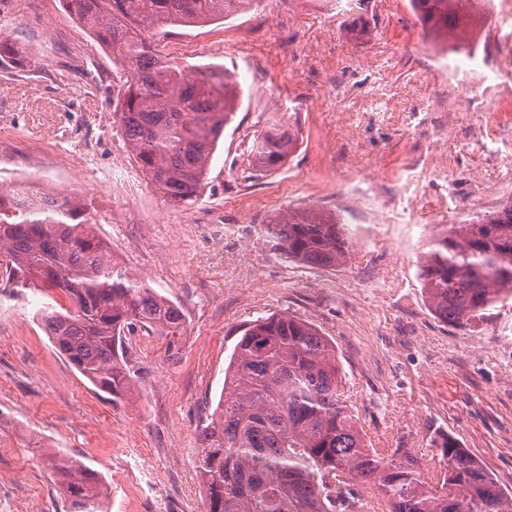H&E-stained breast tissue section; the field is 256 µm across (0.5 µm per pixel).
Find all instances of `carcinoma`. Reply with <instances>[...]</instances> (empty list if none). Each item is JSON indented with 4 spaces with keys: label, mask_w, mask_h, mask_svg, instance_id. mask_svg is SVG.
<instances>
[{
    "label": "carcinoma",
    "mask_w": 512,
    "mask_h": 512,
    "mask_svg": "<svg viewBox=\"0 0 512 512\" xmlns=\"http://www.w3.org/2000/svg\"><path fill=\"white\" fill-rule=\"evenodd\" d=\"M110 51L119 124L135 161L164 198L195 203L239 97L217 64L180 67L154 47L168 24L208 23L254 0H66ZM474 0H409L436 37L457 34ZM288 113L266 123L250 146L254 168L272 171L296 147ZM288 257L323 268L344 261L350 238L335 219L289 210L267 224ZM0 254L15 288H48L70 301L41 312L58 352L112 398L137 371L128 340L163 336L177 354L185 332L169 298L112 262L88 208L63 195L46 203L0 189ZM420 277L433 314L465 328L512 299V204L431 240ZM333 344L312 324L271 314L243 329L213 411L197 426L205 512H358L354 486L368 483L386 512H512V496L454 439L441 443L443 471L431 485L407 452L367 445L343 400ZM47 466L70 512H105L108 487L81 461L50 454Z\"/></svg>",
    "instance_id": "carcinoma-1"
}]
</instances>
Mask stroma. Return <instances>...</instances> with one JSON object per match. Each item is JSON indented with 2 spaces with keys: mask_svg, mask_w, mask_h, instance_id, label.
<instances>
[{
  "mask_svg": "<svg viewBox=\"0 0 512 512\" xmlns=\"http://www.w3.org/2000/svg\"><path fill=\"white\" fill-rule=\"evenodd\" d=\"M487 0L470 31L485 62L512 76V22ZM364 18L366 37L352 29ZM0 34L24 67L0 70V188L29 167L48 189L82 185L100 235L131 273L180 304L177 356L164 339L132 338L140 374L109 399L60 355L36 312L48 290L0 274V512H68L46 452L98 470L110 512H204L196 427L215 402L244 325L289 314L336 347L344 388L375 448L426 456L455 438L512 494V299L468 327L434 316L419 269L429 239L512 202V79L473 82L457 96L446 47L409 0H259L216 22L175 27L165 52L183 65L220 64L242 96L211 158L197 202L174 206L142 178L132 195L107 189L117 162L134 166L113 122L112 62L64 0H0ZM287 112L298 148L247 180V148ZM375 178L382 209L356 191ZM296 208L340 218L348 258L329 268L287 258L252 228ZM148 471L140 490L125 467Z\"/></svg>",
  "mask_w": 512,
  "mask_h": 512,
  "instance_id": "35a3bbf8",
  "label": "stroma"
}]
</instances>
